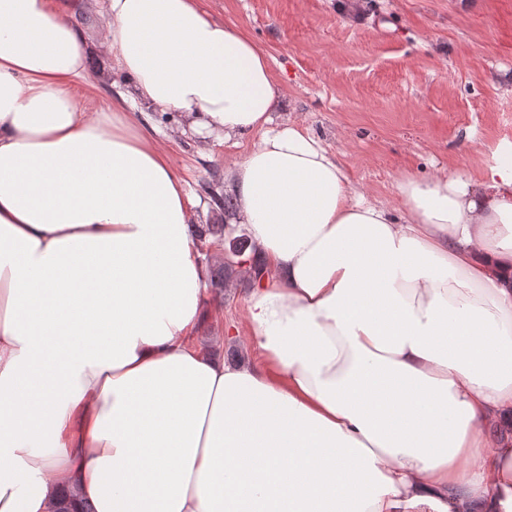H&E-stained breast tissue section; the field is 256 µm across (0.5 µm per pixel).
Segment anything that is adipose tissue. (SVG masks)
Returning <instances> with one entry per match:
<instances>
[{
	"mask_svg": "<svg viewBox=\"0 0 512 512\" xmlns=\"http://www.w3.org/2000/svg\"><path fill=\"white\" fill-rule=\"evenodd\" d=\"M0 0V512H512V150L366 200L197 0ZM258 141L227 178L261 362L195 343L194 202L129 99ZM87 65L89 70L94 72H99L102 69L108 71V75L110 80H112V84L110 80L100 86L97 93L95 92H86L82 87L77 89V93L81 96H85L87 105L90 109L97 108L98 105L102 101H109L110 97L112 99L117 100L118 94L120 92H125L127 88V83L124 76L117 70H113L109 72V67H111V63H107L106 57L102 54L96 52L92 53V55L88 58Z\"/></svg>",
	"mask_w": 512,
	"mask_h": 512,
	"instance_id": "ef3b65f1",
	"label": "adipose tissue"
}]
</instances>
